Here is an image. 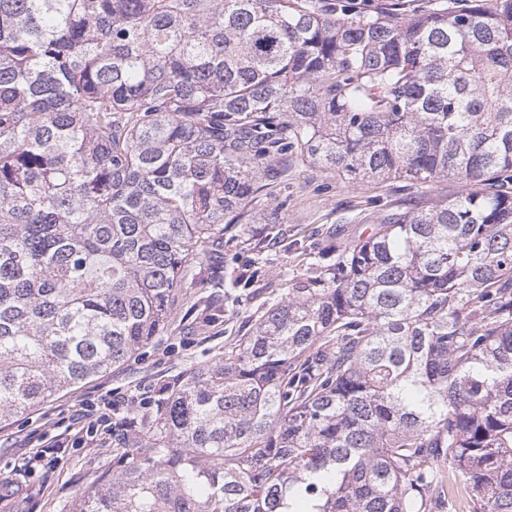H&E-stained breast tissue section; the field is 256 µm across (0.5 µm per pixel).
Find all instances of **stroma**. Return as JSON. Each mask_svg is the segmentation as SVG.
<instances>
[{
	"label": "stroma",
	"instance_id": "obj_1",
	"mask_svg": "<svg viewBox=\"0 0 512 512\" xmlns=\"http://www.w3.org/2000/svg\"><path fill=\"white\" fill-rule=\"evenodd\" d=\"M261 207L275 213L276 234L262 224L248 227L262 240L268 261L254 287L234 289L215 320L198 317L194 284H185L172 316L153 343L128 362L107 369L72 391L56 394L33 410L0 422V487L9 490L0 512H77L84 496L104 489L112 478V425L131 412H146L145 397L181 371L220 357L226 343L248 332V315L287 287L289 273L335 260L339 248L366 238L382 214L409 202L454 198L456 182L432 185L402 181H351L342 173L312 167L298 159L283 162ZM252 257L241 239L225 238L215 257L197 264L199 279L216 280L242 272ZM99 405L101 421L93 440L81 444L68 431L80 421L86 402ZM44 463L28 466L29 457Z\"/></svg>",
	"mask_w": 512,
	"mask_h": 512
}]
</instances>
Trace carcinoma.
<instances>
[{
	"mask_svg": "<svg viewBox=\"0 0 512 512\" xmlns=\"http://www.w3.org/2000/svg\"><path fill=\"white\" fill-rule=\"evenodd\" d=\"M293 154L462 192L289 278L79 512H429L441 458L512 512V0H0V420L147 346ZM341 4L348 5L349 8L355 9L361 12H374L380 10L383 7H389L392 3H400L401 7H404L407 11L420 12L428 11L429 9L435 8L440 4L447 5L449 2L459 5L465 2L453 1V0H342ZM458 2V3H457Z\"/></svg>",
	"mask_w": 512,
	"mask_h": 512,
	"instance_id": "obj_1",
	"label": "carcinoma"
}]
</instances>
